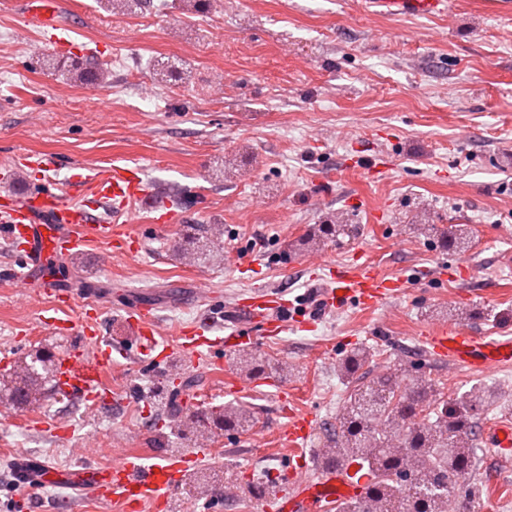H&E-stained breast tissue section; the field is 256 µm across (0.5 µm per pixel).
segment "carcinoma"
Here are the masks:
<instances>
[{
  "label": "carcinoma",
  "instance_id": "obj_1",
  "mask_svg": "<svg viewBox=\"0 0 512 512\" xmlns=\"http://www.w3.org/2000/svg\"><path fill=\"white\" fill-rule=\"evenodd\" d=\"M120 9L137 15L151 7V0H96L98 7L112 11L113 2ZM67 73L86 84H103L106 71L93 57L71 60ZM326 220L316 231L307 234V241L316 245L329 237L350 235L355 228L344 224L327 233ZM415 235L436 234L443 247L460 251L468 248L471 230L465 224L439 229L434 224H410ZM213 229L200 226L197 234L187 238L190 249L202 258L213 253L208 245ZM374 351L358 348L336 365V374L352 390L342 411L336 417V428L328 433L323 447L315 449L317 460L325 468L353 462L368 466L374 482L368 500H351L337 512H448V499L457 486L464 483L476 464V430L482 416L495 409L507 412L512 404L498 386L479 382L459 395L452 403L441 400L436 384L420 379L402 384L400 369L391 376L366 380L362 368ZM50 355L30 361L26 373L6 391L12 405L27 406L37 401V394L46 391L60 398L55 371L45 365ZM232 366L242 374H271L297 371L256 350L243 348L232 357ZM179 428L181 442H193L202 430L212 438L224 430L246 431L255 422L254 413L241 404H226L218 409L188 410L173 417ZM223 477L209 471L190 474L187 485L197 497H206Z\"/></svg>",
  "mask_w": 512,
  "mask_h": 512
}]
</instances>
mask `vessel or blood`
Here are the masks:
<instances>
[{
    "label": "vessel or blood",
    "instance_id": "1",
    "mask_svg": "<svg viewBox=\"0 0 512 512\" xmlns=\"http://www.w3.org/2000/svg\"><path fill=\"white\" fill-rule=\"evenodd\" d=\"M370 7L385 15L449 14L452 0H368ZM23 14L39 32L45 46L67 47L66 28L58 0H23ZM72 181L85 188L88 200L72 203L49 187H42L23 200L0 198V222L6 226L7 237L22 267L44 265L48 257L67 255L89 243H97L113 252L134 258L141 251V240L128 226L134 223V204L157 207V200L144 184L142 171L136 166L116 167L105 172L80 169ZM108 208L109 220L95 222L93 212ZM326 286L321 301L326 307L352 303L364 310H374L398 295L407 282L389 277L378 267L359 265L357 270H340L328 264L323 268ZM54 303L62 309L81 304L78 319L56 316L45 320L56 334L80 335L82 341H94L93 351L77 350L62 358L58 366L60 390L68 399L103 403L113 395L107 369L123 347L101 336L97 321L100 305L87 300L77 302L68 290L49 291ZM240 320L228 335L211 333L213 320L203 315L200 321L177 327L176 349L160 346L157 339L158 318L152 308L136 306L126 312L138 350L154 355L156 360L178 353L182 366L193 365L201 355L212 363H220L223 352L242 345L261 346L276 339L287 323L311 329L307 313L292 312L283 295L263 288L254 289L235 306ZM424 345L435 358L458 363L473 369L492 371L512 364V336L490 339L454 325L428 328ZM313 434L311 415L303 410L291 411L287 424L280 431L278 445L289 456L291 465L282 487L266 500L268 512H334L343 501L361 496L370 486L369 477L360 468L329 469L318 476L306 473L304 450ZM197 453L187 451L147 461L145 455L132 449L123 453L110 467L89 471L80 479L92 496L121 502L125 512H140L145 503L163 508L171 506L170 491L198 463Z\"/></svg>",
    "mask_w": 512,
    "mask_h": 512
}]
</instances>
